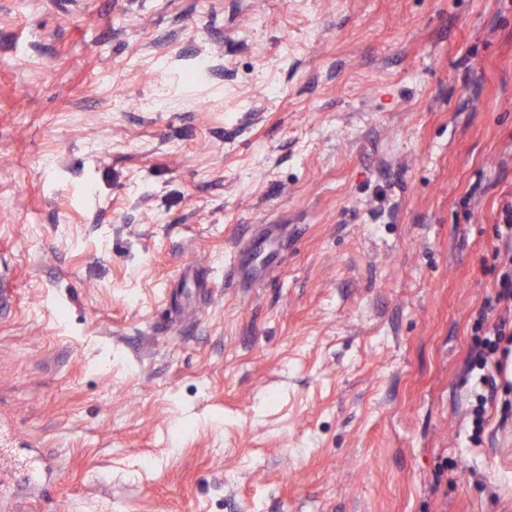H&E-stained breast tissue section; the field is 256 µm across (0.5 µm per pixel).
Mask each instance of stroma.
Wrapping results in <instances>:
<instances>
[{
	"label": "stroma",
	"instance_id": "1",
	"mask_svg": "<svg viewBox=\"0 0 512 512\" xmlns=\"http://www.w3.org/2000/svg\"><path fill=\"white\" fill-rule=\"evenodd\" d=\"M509 203L512 0H0V512H512ZM502 223L496 224L495 234L498 239L504 240L506 249L503 254L500 250L496 256L499 259V270L496 275V291L484 304L479 316L475 320L474 330L476 332L475 346L470 354V365L472 369L485 371L488 368L489 358H493L499 352L501 357L495 361L494 367L497 372L503 370V360L508 359L511 348L502 347L501 343L505 336H511L512 324V204H507L501 214ZM498 311H504L498 319L488 322L489 315ZM509 317L511 318L509 323ZM507 325L508 333H507ZM481 391L475 393L474 401L470 406V419L472 424L471 438L475 444H480L481 435L484 431V425L489 417L488 411L495 405V397L492 392L486 390L489 383V376L483 374L479 378Z\"/></svg>",
	"mask_w": 512,
	"mask_h": 512
}]
</instances>
